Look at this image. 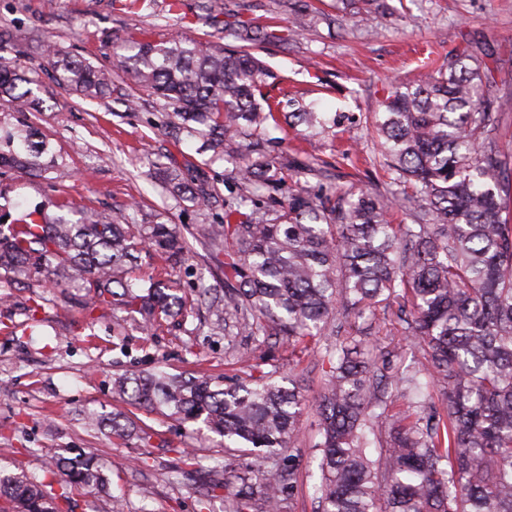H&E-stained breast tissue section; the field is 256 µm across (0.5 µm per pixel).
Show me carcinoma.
Instances as JSON below:
<instances>
[{
	"label": "carcinoma",
	"instance_id": "cac0c4a2",
	"mask_svg": "<svg viewBox=\"0 0 512 512\" xmlns=\"http://www.w3.org/2000/svg\"><path fill=\"white\" fill-rule=\"evenodd\" d=\"M274 37L268 26L245 32L250 44ZM50 57L59 85L89 98L112 94L111 71L55 50ZM113 57L132 61L134 80L168 103L172 127L205 126L204 144L224 153L235 174L258 192L283 194L274 212L241 211L252 202L246 196L209 226L224 248V277L236 287L222 296L204 289L198 298L214 316L213 334L286 336L289 347L325 366L314 445L319 512H512V175L484 57L464 48L427 81L395 86L372 113L384 192L352 184L317 195L277 177L266 128L278 123L280 104L262 94L269 73L248 50L143 38ZM31 84L0 61V112L33 105ZM288 105V125L326 126L299 100ZM56 162L38 129L0 134V169ZM164 183L209 205L203 183ZM393 208L410 223H390ZM133 226L126 214L71 221L36 206L0 236V270L16 282L75 288L94 307L117 304L150 330L186 300L162 280L131 282L135 253L153 248L177 262L186 246L173 224H148L138 236ZM325 336L336 343L321 347ZM413 349L427 364L397 369ZM113 390L130 405L202 422L242 456L263 452L234 484L222 467L207 470L206 491L227 492L226 512H275L293 495L305 410L296 387L271 377L223 386L205 373L186 379L156 371L119 376ZM87 418L120 438L140 432L119 413L90 410ZM40 452L65 476L62 492L0 468V487H8L0 498L10 504L0 512H62L67 487L108 485L92 455Z\"/></svg>",
	"mask_w": 512,
	"mask_h": 512
}]
</instances>
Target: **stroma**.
Segmentation results:
<instances>
[{
  "instance_id": "stroma-1",
  "label": "stroma",
  "mask_w": 512,
  "mask_h": 512,
  "mask_svg": "<svg viewBox=\"0 0 512 512\" xmlns=\"http://www.w3.org/2000/svg\"><path fill=\"white\" fill-rule=\"evenodd\" d=\"M304 13V26L287 41L270 40L251 51L270 71L265 96L302 99L338 119L331 134L303 143L284 128L273 155L306 146L324 162L321 174L300 175L309 192L350 184L383 185L372 162L368 118L393 85L421 83L448 53L465 46L482 49L496 83L501 114L498 136L512 153V0H292ZM369 12L370 27L357 24L355 11ZM257 21L285 30L293 18L275 0H182L171 12L169 0H150L146 10L128 12L121 0H0V56L33 80L38 102L26 112H0V129L26 125L39 129L58 156L42 172L0 174V219L17 220L36 204L65 210L127 213L139 224H173L190 251L172 273L187 313L143 329L119 306L89 308L73 288H31L0 275V467L42 476L41 451L64 456L94 454L106 468L104 490L73 489L72 512H112L123 499L124 512H225L223 496L201 497L199 480H169L178 452L194 449L203 465L222 463L225 477L238 470L220 437L181 424L146 408L115 399V377L162 370L190 377L202 371L216 379L248 378L275 370L287 376L288 345L252 336L236 339L228 350L211 335L210 314L197 303L200 288H228L224 255L207 235L242 186L231 178V164L205 149L203 139L165 130L168 108L126 75L116 76L110 97L86 100L54 80L45 49L93 64L112 62V46L147 36L208 41L240 48L225 24ZM134 97L136 110L124 101ZM185 179L205 180L215 202L202 207L172 195L150 177L151 164ZM124 413L142 438L120 439L89 427L85 413ZM295 465L298 487L291 506L278 512H315L314 487L320 473L315 459L317 422L307 411L301 424Z\"/></svg>"
}]
</instances>
